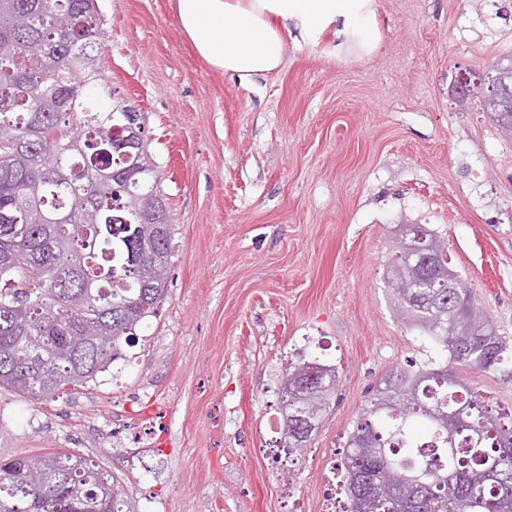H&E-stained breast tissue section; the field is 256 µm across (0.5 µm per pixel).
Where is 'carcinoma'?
<instances>
[{
	"label": "carcinoma",
	"mask_w": 512,
	"mask_h": 512,
	"mask_svg": "<svg viewBox=\"0 0 512 512\" xmlns=\"http://www.w3.org/2000/svg\"><path fill=\"white\" fill-rule=\"evenodd\" d=\"M97 0H0V389L42 403L85 388L125 357L166 297L171 218L136 114L107 105ZM481 103L512 137V56L455 104ZM30 208L26 224L6 214ZM385 283L403 318L445 355L381 375L336 466L346 512H512V426L454 370L512 377V347L479 310L448 247L426 226ZM92 322L97 335L82 324ZM302 354L281 386V444L310 445L338 383ZM42 481L0 462V512H131L114 477L65 448L37 456Z\"/></svg>",
	"instance_id": "cac0c4a2"
}]
</instances>
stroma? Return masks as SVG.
I'll use <instances>...</instances> for the list:
<instances>
[{"label": "stroma", "mask_w": 512, "mask_h": 512, "mask_svg": "<svg viewBox=\"0 0 512 512\" xmlns=\"http://www.w3.org/2000/svg\"><path fill=\"white\" fill-rule=\"evenodd\" d=\"M174 0H98L109 105L136 112L171 217L156 317L88 388L0 390V459L67 448L136 512H323L338 450L387 369L434 354L385 288L422 224L512 342V139L452 79L512 55V0H378L379 51L289 47L243 86L200 58ZM336 364L298 459L277 387L300 354Z\"/></svg>", "instance_id": "1"}]
</instances>
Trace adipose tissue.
I'll return each mask as SVG.
<instances>
[{
	"mask_svg": "<svg viewBox=\"0 0 512 512\" xmlns=\"http://www.w3.org/2000/svg\"><path fill=\"white\" fill-rule=\"evenodd\" d=\"M175 19L211 67L249 85L277 72L289 43L334 38L337 58L375 54L378 0H176Z\"/></svg>",
	"mask_w": 512,
	"mask_h": 512,
	"instance_id": "1",
	"label": "adipose tissue"
}]
</instances>
